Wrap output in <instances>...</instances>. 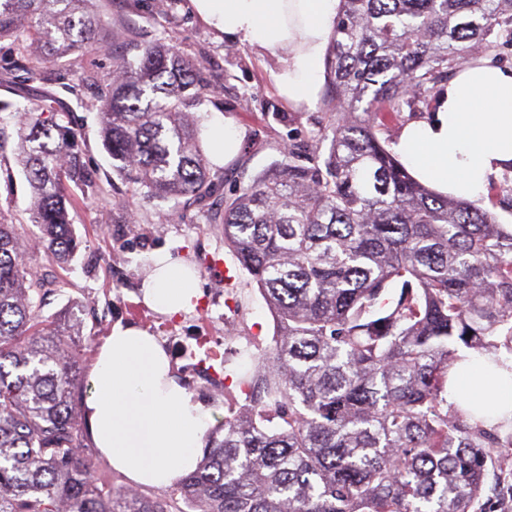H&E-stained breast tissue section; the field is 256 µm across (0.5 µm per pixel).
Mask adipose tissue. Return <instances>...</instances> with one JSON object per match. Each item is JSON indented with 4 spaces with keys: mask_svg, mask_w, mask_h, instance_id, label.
Listing matches in <instances>:
<instances>
[{
    "mask_svg": "<svg viewBox=\"0 0 512 512\" xmlns=\"http://www.w3.org/2000/svg\"><path fill=\"white\" fill-rule=\"evenodd\" d=\"M225 38L276 58L273 80L294 104L314 106L341 0H197ZM394 151L417 181L454 198L485 195L512 172V67L489 56L440 86L430 112L407 123ZM142 285L144 303L176 316L199 297L193 269L161 252ZM83 403L94 448L130 483L164 488L203 456L212 411L174 377L155 336L115 325L101 344ZM448 401L475 421L512 419V355L463 351L448 376Z\"/></svg>",
    "mask_w": 512,
    "mask_h": 512,
    "instance_id": "ef3b65f1",
    "label": "adipose tissue"
}]
</instances>
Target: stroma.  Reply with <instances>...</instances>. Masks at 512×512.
<instances>
[{"instance_id": "obj_1", "label": "stroma", "mask_w": 512, "mask_h": 512, "mask_svg": "<svg viewBox=\"0 0 512 512\" xmlns=\"http://www.w3.org/2000/svg\"><path fill=\"white\" fill-rule=\"evenodd\" d=\"M156 0H98L105 51L95 56L110 67L113 53L136 55L137 44L164 38L190 56L206 60L204 79L210 90L200 110L203 130L231 121L240 137L238 154L212 164V176L223 179L225 194L246 185L257 172L281 158L291 144L315 142L327 122V105L335 96L321 88L314 108H298L279 95L272 74L274 58L245 43L226 40L197 12L193 0H176L172 15L158 14ZM59 108L70 113L85 140V161L101 178L99 197L72 192L73 234L78 250L67 267L44 254L30 265L47 286L34 300L43 316L68 306L79 307L85 322L86 367H93L99 345L116 323L133 324L157 336L166 348L179 382L224 420V398L238 395V380L250 364L246 337L260 346L273 340L274 319L256 286L251 285L224 236L209 215L222 206L213 198L206 206L186 207L177 201L155 207L112 171L111 159L98 137V98L91 89L79 94L61 90ZM14 124L0 123V210L22 235L40 234L27 208L30 189L14 158ZM138 226L126 232L127 222ZM169 251L194 266L201 298L193 310L168 317L139 301L142 280L152 256Z\"/></svg>"}]
</instances>
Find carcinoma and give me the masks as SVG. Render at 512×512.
Here are the masks:
<instances>
[{
    "mask_svg": "<svg viewBox=\"0 0 512 512\" xmlns=\"http://www.w3.org/2000/svg\"><path fill=\"white\" fill-rule=\"evenodd\" d=\"M93 2L0 0V40L18 50L7 70L71 92L78 72L113 171L149 200L204 204L223 182L201 145L203 57L155 42L87 68L104 48ZM473 44L512 48V0H342L327 152L288 146L213 220L275 330L178 483L182 508L101 477L87 452L73 399L85 324L72 306L40 314L28 256L73 257L71 186L92 197L99 177L68 113L1 99L41 235L0 215V512H493L485 482L505 483L512 457L491 449L512 432L448 403L447 384L460 346L512 354V232L416 181L378 137L476 60Z\"/></svg>",
    "mask_w": 512,
    "mask_h": 512,
    "instance_id": "carcinoma-1",
    "label": "carcinoma"
}]
</instances>
